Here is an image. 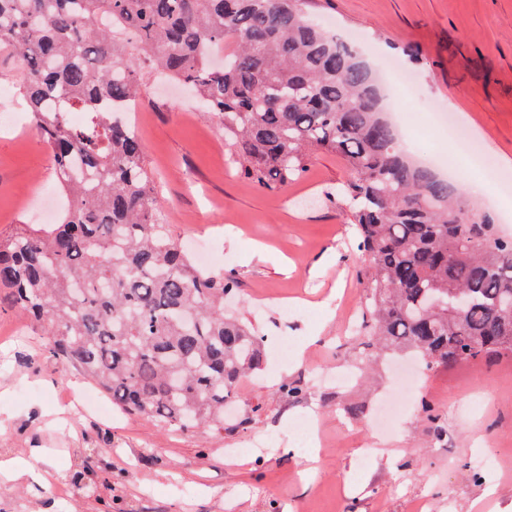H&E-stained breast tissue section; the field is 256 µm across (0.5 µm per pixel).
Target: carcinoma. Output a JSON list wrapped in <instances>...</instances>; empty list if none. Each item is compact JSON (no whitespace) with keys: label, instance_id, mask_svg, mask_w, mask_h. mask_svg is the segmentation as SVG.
Masks as SVG:
<instances>
[{"label":"carcinoma","instance_id":"obj_1","mask_svg":"<svg viewBox=\"0 0 512 512\" xmlns=\"http://www.w3.org/2000/svg\"><path fill=\"white\" fill-rule=\"evenodd\" d=\"M1 48L67 203L55 224L0 236V305L41 324L122 411L220 431L224 403L264 363L251 321L224 314L233 279L170 239L146 147L110 119L156 68L206 103L262 190L286 188L313 151L341 157L336 197L369 259L366 322L385 344L428 368L512 354V235L464 217L454 185L400 148L373 69L306 0H0Z\"/></svg>","mask_w":512,"mask_h":512}]
</instances>
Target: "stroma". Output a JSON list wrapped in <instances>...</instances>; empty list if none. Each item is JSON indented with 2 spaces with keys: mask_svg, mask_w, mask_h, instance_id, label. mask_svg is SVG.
Returning a JSON list of instances; mask_svg holds the SVG:
<instances>
[{
  "mask_svg": "<svg viewBox=\"0 0 512 512\" xmlns=\"http://www.w3.org/2000/svg\"><path fill=\"white\" fill-rule=\"evenodd\" d=\"M308 10L415 77L411 96L387 87L412 156L447 154L448 139L427 125L441 108L512 176V0H309ZM14 112L0 125V235L37 223L26 196L58 191L26 107ZM136 121L168 235L216 245L212 270L235 281L230 305L262 336L263 369L240 383L220 433L117 411L106 419L98 405H62L93 385L39 325L0 307V452L40 449L35 468L52 474L46 487L1 483L0 512H414L420 500L428 512H512V356L432 368L405 393L397 369L409 354L346 329L364 301L367 257L328 198L348 177L342 161L316 154L286 189L263 191L230 165L200 102L156 76ZM332 252L339 262L323 263ZM285 384L305 390L291 398ZM393 399L402 411L378 435V404ZM310 417L315 445L303 449ZM77 471L103 483L99 497L84 494Z\"/></svg>",
  "mask_w": 512,
  "mask_h": 512,
  "instance_id": "1",
  "label": "stroma"
}]
</instances>
